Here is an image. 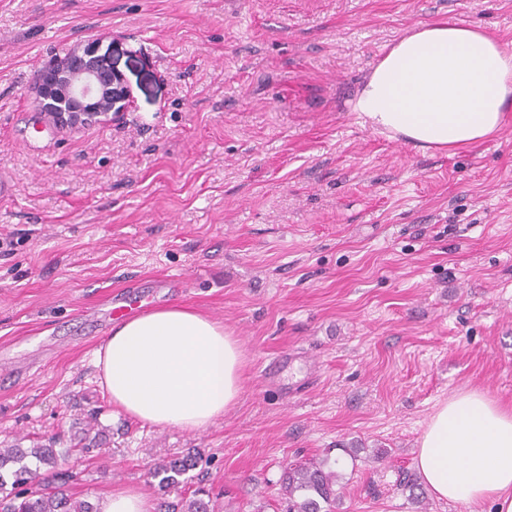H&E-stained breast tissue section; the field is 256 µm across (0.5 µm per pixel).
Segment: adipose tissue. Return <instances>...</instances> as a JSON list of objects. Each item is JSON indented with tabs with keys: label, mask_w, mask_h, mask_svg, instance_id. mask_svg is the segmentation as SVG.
Returning <instances> with one entry per match:
<instances>
[{
	"label": "adipose tissue",
	"mask_w": 512,
	"mask_h": 512,
	"mask_svg": "<svg viewBox=\"0 0 512 512\" xmlns=\"http://www.w3.org/2000/svg\"><path fill=\"white\" fill-rule=\"evenodd\" d=\"M378 129L426 148L455 150L497 133L512 110V54L470 27L419 25L395 42L353 104ZM96 365L112 404L157 426L200 430L241 391L242 355L221 323L166 306L116 323ZM416 466L433 495L512 512V411L477 392L441 404Z\"/></svg>",
	"instance_id": "adipose-tissue-1"
}]
</instances>
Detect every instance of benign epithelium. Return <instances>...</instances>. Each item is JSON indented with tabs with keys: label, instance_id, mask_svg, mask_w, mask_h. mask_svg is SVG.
Masks as SVG:
<instances>
[{
	"label": "benign epithelium",
	"instance_id": "1",
	"mask_svg": "<svg viewBox=\"0 0 512 512\" xmlns=\"http://www.w3.org/2000/svg\"><path fill=\"white\" fill-rule=\"evenodd\" d=\"M39 111L56 128L79 127L123 110L122 77L112 55L95 48L74 51L37 70L31 82Z\"/></svg>",
	"mask_w": 512,
	"mask_h": 512
}]
</instances>
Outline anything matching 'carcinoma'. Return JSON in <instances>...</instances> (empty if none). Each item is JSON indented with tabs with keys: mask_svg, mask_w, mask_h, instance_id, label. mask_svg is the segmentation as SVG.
<instances>
[{
	"mask_svg": "<svg viewBox=\"0 0 512 512\" xmlns=\"http://www.w3.org/2000/svg\"><path fill=\"white\" fill-rule=\"evenodd\" d=\"M65 454L58 455L55 442L23 448L14 443L0 447V512H98L96 505L69 493L71 475L63 472ZM201 458L191 451L182 457L155 464L151 476L158 490L167 493L188 484L186 475ZM340 474L328 459L291 465L285 476L288 512H330L336 503ZM206 490L198 488L180 499V509L163 501L164 512H212Z\"/></svg>",
	"mask_w": 512,
	"mask_h": 512,
	"instance_id": "carcinoma-1",
	"label": "carcinoma"
}]
</instances>
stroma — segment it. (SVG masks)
<instances>
[{"label": "stroma", "mask_w": 512, "mask_h": 512, "mask_svg": "<svg viewBox=\"0 0 512 512\" xmlns=\"http://www.w3.org/2000/svg\"><path fill=\"white\" fill-rule=\"evenodd\" d=\"M438 21L512 52V0H0V357L19 372L0 443L64 449L96 415L103 447L69 459L80 499L159 501L150 469L194 449L216 512H285L288 464L326 457L335 512H473L406 482L441 403L512 410V110L453 152L352 108L389 46ZM88 44L130 107L40 130L34 73ZM134 283L241 344L238 401L205 429L141 423L101 384L100 311Z\"/></svg>", "instance_id": "1"}]
</instances>
